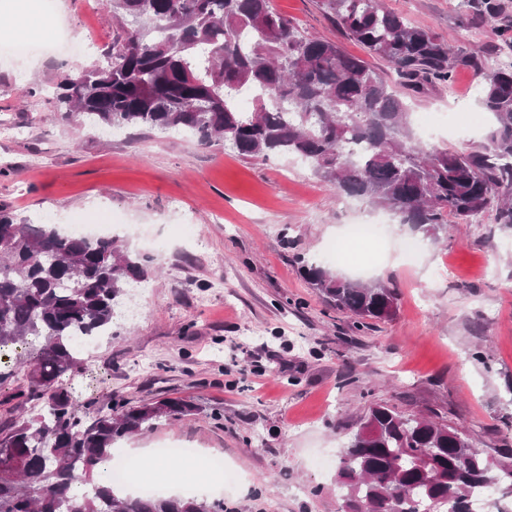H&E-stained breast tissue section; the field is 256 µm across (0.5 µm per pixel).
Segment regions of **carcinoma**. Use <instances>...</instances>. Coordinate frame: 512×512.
<instances>
[{"mask_svg":"<svg viewBox=\"0 0 512 512\" xmlns=\"http://www.w3.org/2000/svg\"><path fill=\"white\" fill-rule=\"evenodd\" d=\"M320 2L350 40L395 70L403 92L335 41L298 30L272 0H107L121 34L103 51L106 65L61 76L55 107L109 128L189 132L245 160L297 158L338 192L433 237L450 217L471 224L488 210L511 227L512 34L480 93L490 119L484 140L425 149L413 142L407 98L451 84L460 66L482 71V52L454 47L378 0ZM464 4L472 23L504 9L500 0ZM244 92L250 112L237 108ZM4 237L11 251L0 256V386L27 368L19 396L34 415L0 427V512H224L220 498L120 496L93 479L119 441L194 413L172 398L91 408L69 390L83 366L79 341L111 329L126 289L146 282L148 258L116 237L21 224L0 210ZM302 271L358 319L396 314L398 294L383 281H354L316 262ZM361 419L376 432H356L342 447V503L370 512H472L476 496L496 491L495 512H512V448L489 456L465 430L387 404L369 406Z\"/></svg>","mask_w":512,"mask_h":512,"instance_id":"obj_1","label":"carcinoma"}]
</instances>
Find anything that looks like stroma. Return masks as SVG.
Listing matches in <instances>:
<instances>
[{"instance_id": "1", "label": "stroma", "mask_w": 512, "mask_h": 512, "mask_svg": "<svg viewBox=\"0 0 512 512\" xmlns=\"http://www.w3.org/2000/svg\"><path fill=\"white\" fill-rule=\"evenodd\" d=\"M92 0L42 8L35 52L0 13V208L27 224L128 225L123 241L150 260L144 286L122 298L108 335L82 346L76 395L96 406L180 398L181 420L121 442L150 461L164 443L220 456L231 481L216 487L224 512H339L334 460L367 407L438 414L486 452L503 448L512 420V228L485 214L437 240L381 209L331 189L293 157L245 160L223 144L147 128L104 130L56 112L52 88L101 62L117 32ZM453 44L499 64L506 20H463V0H380ZM307 33L347 39L319 0H272ZM483 74L458 68L452 86L410 99L412 131L427 148L479 141ZM352 224L376 240L351 244ZM314 260L336 274L392 283L398 309L363 327L310 287Z\"/></svg>"}]
</instances>
